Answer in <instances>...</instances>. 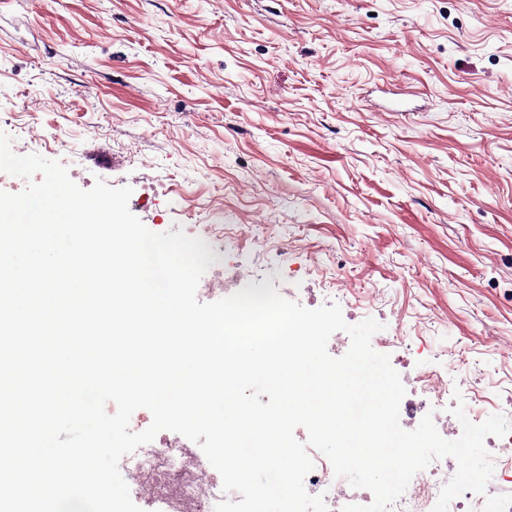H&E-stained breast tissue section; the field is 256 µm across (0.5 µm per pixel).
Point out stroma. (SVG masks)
<instances>
[{
  "instance_id": "35a3bbf8",
  "label": "stroma",
  "mask_w": 512,
  "mask_h": 512,
  "mask_svg": "<svg viewBox=\"0 0 512 512\" xmlns=\"http://www.w3.org/2000/svg\"><path fill=\"white\" fill-rule=\"evenodd\" d=\"M0 131L512 412V0H0Z\"/></svg>"
}]
</instances>
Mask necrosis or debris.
I'll return each instance as SVG.
<instances>
[{
    "mask_svg": "<svg viewBox=\"0 0 512 512\" xmlns=\"http://www.w3.org/2000/svg\"><path fill=\"white\" fill-rule=\"evenodd\" d=\"M310 456L314 467L304 485L309 494L324 497L328 512H342L359 500L372 502L371 491L352 487L346 478L335 476L322 453L314 450ZM119 469L143 512H214L220 501L240 499L236 493L225 495L221 476L206 456L194 453L176 435L156 436L123 457ZM450 475L447 458L433 460L412 477L388 512H433ZM448 512H512V485L488 483L484 493L469 492L464 499L453 500Z\"/></svg>",
    "mask_w": 512,
    "mask_h": 512,
    "instance_id": "4bbe7bcc",
    "label": "necrosis or debris"
}]
</instances>
